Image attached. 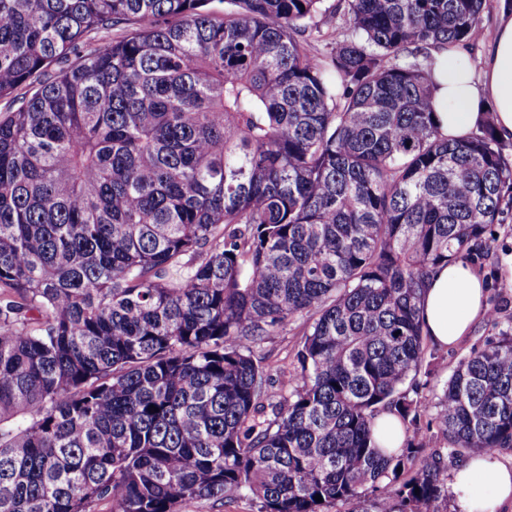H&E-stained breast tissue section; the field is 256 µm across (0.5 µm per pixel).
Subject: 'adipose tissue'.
Returning a JSON list of instances; mask_svg holds the SVG:
<instances>
[{
  "label": "adipose tissue",
  "mask_w": 512,
  "mask_h": 512,
  "mask_svg": "<svg viewBox=\"0 0 512 512\" xmlns=\"http://www.w3.org/2000/svg\"><path fill=\"white\" fill-rule=\"evenodd\" d=\"M436 121L443 136L459 138L475 130L491 102L495 131L512 139V7L503 6L496 29L486 44L481 76L463 63L459 47L436 50ZM486 310V290L479 271L458 261L437 268L427 281L420 321L427 337L439 347L457 345ZM493 493L476 491L477 481ZM452 490L460 512H497L512 502V467L488 455L470 456L453 473Z\"/></svg>",
  "instance_id": "adipose-tissue-1"
}]
</instances>
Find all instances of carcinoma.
<instances>
[{
    "mask_svg": "<svg viewBox=\"0 0 512 512\" xmlns=\"http://www.w3.org/2000/svg\"><path fill=\"white\" fill-rule=\"evenodd\" d=\"M212 2L0 0V98L74 56L0 115V512H448L450 467L512 451V325L426 425L409 396L427 281L512 218L491 115L435 122L430 50L485 0H338L324 54L323 0ZM303 313L265 423L252 345ZM337 0H324L321 5V11L318 13L311 22L316 24L322 32H331L337 27H348L346 17L343 12L336 14ZM379 438L378 442L388 451L400 448L404 440L401 424L396 416L390 413H382L376 420ZM181 512H257V507L250 498L232 496L224 501L193 500L181 505Z\"/></svg>",
    "mask_w": 512,
    "mask_h": 512,
    "instance_id": "obj_1",
    "label": "carcinoma"
}]
</instances>
